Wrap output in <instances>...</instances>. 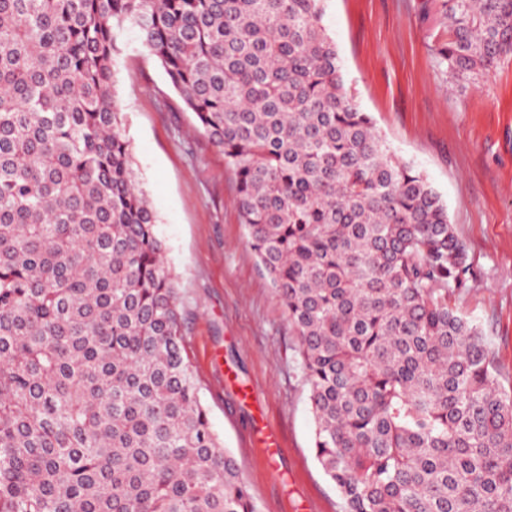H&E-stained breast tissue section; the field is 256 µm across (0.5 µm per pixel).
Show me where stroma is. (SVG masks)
<instances>
[{
  "label": "stroma",
  "instance_id": "1",
  "mask_svg": "<svg viewBox=\"0 0 512 512\" xmlns=\"http://www.w3.org/2000/svg\"><path fill=\"white\" fill-rule=\"evenodd\" d=\"M423 0H329L324 24L346 85L397 158L448 206L473 279L461 299L512 387V58L486 78L436 72ZM115 97L158 218L189 357L214 432L259 512H341L314 455V424L284 307L247 244L224 154L195 132L163 69L128 36Z\"/></svg>",
  "mask_w": 512,
  "mask_h": 512
}]
</instances>
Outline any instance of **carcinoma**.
Returning a JSON list of instances; mask_svg holds the SVG:
<instances>
[{"instance_id": "1", "label": "carcinoma", "mask_w": 512, "mask_h": 512, "mask_svg": "<svg viewBox=\"0 0 512 512\" xmlns=\"http://www.w3.org/2000/svg\"><path fill=\"white\" fill-rule=\"evenodd\" d=\"M328 0H0V512H258L213 433L113 91L134 30L224 153L342 512H512L466 246L345 86ZM477 81L512 0H432Z\"/></svg>"}]
</instances>
